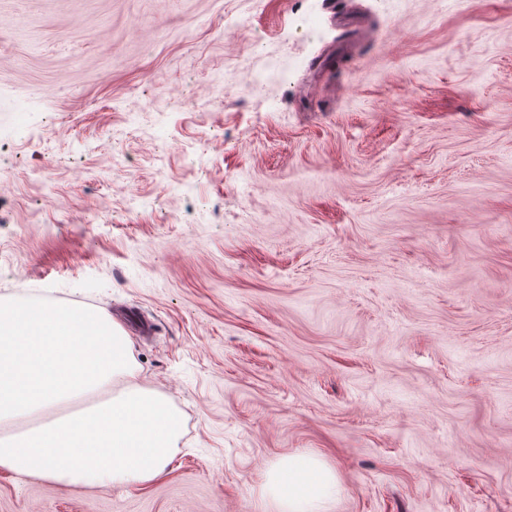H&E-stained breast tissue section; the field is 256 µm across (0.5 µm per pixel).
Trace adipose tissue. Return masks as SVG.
I'll list each match as a JSON object with an SVG mask.
<instances>
[{"mask_svg":"<svg viewBox=\"0 0 512 512\" xmlns=\"http://www.w3.org/2000/svg\"><path fill=\"white\" fill-rule=\"evenodd\" d=\"M129 340L107 316L34 291L0 306V470L68 487L145 485L181 433L178 411L132 383ZM263 485L278 512H332L335 476L317 455L289 457Z\"/></svg>","mask_w":512,"mask_h":512,"instance_id":"adipose-tissue-1","label":"adipose tissue"}]
</instances>
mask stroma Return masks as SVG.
I'll return each mask as SVG.
<instances>
[{
  "label": "stroma",
  "mask_w": 512,
  "mask_h": 512,
  "mask_svg": "<svg viewBox=\"0 0 512 512\" xmlns=\"http://www.w3.org/2000/svg\"><path fill=\"white\" fill-rule=\"evenodd\" d=\"M1 99L0 303L112 316L183 427L0 512H272L301 453L334 512H512V0H0Z\"/></svg>",
  "instance_id": "35a3bbf8"
}]
</instances>
